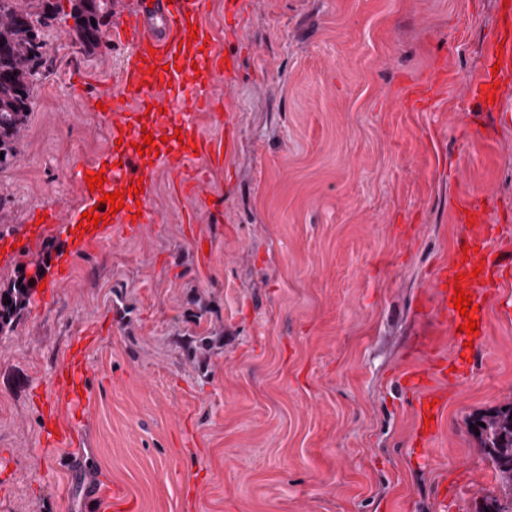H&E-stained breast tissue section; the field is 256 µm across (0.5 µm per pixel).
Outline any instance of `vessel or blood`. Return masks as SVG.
I'll use <instances>...</instances> for the list:
<instances>
[{"mask_svg":"<svg viewBox=\"0 0 512 512\" xmlns=\"http://www.w3.org/2000/svg\"><path fill=\"white\" fill-rule=\"evenodd\" d=\"M205 0H126L109 40L113 48L123 53V65L117 83L100 91L98 101L106 104V116L111 119L110 138L116 148L105 159L74 169L72 178L83 195L78 209H66L57 203L31 207L26 222L12 234L0 236V249L11 245L27 247L49 233L58 234L66 249L80 253L103 242L106 238L130 239L151 224L159 215L151 204L149 190L158 166H165L172 178L175 192L201 196L205 173L192 168L194 154L204 155L210 165L227 163L234 138L232 113H219L218 102L202 93L198 70H207L232 80L238 72V59L233 54L216 55L208 49V32L200 27ZM490 62L499 63V71L485 70L479 87L490 93L492 85H512V17L504 16L500 29L487 49ZM208 113L212 125L224 128V135L203 138L195 122L198 113ZM152 132L154 148L138 153L135 149L143 132ZM102 173V188L90 190L85 176ZM141 180L143 191L129 193L131 181ZM124 193V206L111 212L102 199L108 193ZM488 198L469 195L459 203L456 218L467 224V251L456 252L453 259L442 265L434 283L437 306L449 319L455 332L452 336L451 360H440L434 373L446 377L448 369L465 373L470 369L467 345L473 337L462 332L464 320L455 309L452 297L455 286H462L472 306L485 308L489 275L492 269L512 266V255H493L489 250L491 236ZM108 215L107 223L98 228L79 231L83 212ZM67 398L72 409H80L88 399L85 379L77 365H67L54 375L44 391L48 409H55L60 398ZM48 444L58 448L81 447L82 431L78 420L55 424ZM109 486L88 484L80 499L82 512H96L100 503L111 497Z\"/></svg>","mask_w":512,"mask_h":512,"instance_id":"obj_1","label":"vessel or blood"}]
</instances>
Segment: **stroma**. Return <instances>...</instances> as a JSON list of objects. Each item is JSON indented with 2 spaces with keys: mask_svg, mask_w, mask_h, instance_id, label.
Returning a JSON list of instances; mask_svg holds the SVG:
<instances>
[{
  "mask_svg": "<svg viewBox=\"0 0 512 512\" xmlns=\"http://www.w3.org/2000/svg\"><path fill=\"white\" fill-rule=\"evenodd\" d=\"M503 0H244L226 37L207 0L212 48L235 54L238 136L204 157L198 207L158 170L161 221L69 256L51 235L0 262L55 271L0 334V512H76L85 484H112L121 512H478L504 494L470 424L512 403V276L493 285L483 334L420 442L404 376L451 354L436 272L466 241L461 197L489 195L512 247V86L491 138L472 95ZM71 18L44 28L50 66L13 165L0 170V231L26 209L81 206L70 172L103 157L96 109L122 53L85 52ZM91 79L74 90L71 75ZM195 213V227L182 218ZM208 255H200L198 239ZM87 364L84 469L41 443V391L65 361Z\"/></svg>",
  "mask_w": 512,
  "mask_h": 512,
  "instance_id": "obj_1",
  "label": "stroma"
}]
</instances>
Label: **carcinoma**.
Segmentation results:
<instances>
[{"mask_svg": "<svg viewBox=\"0 0 512 512\" xmlns=\"http://www.w3.org/2000/svg\"><path fill=\"white\" fill-rule=\"evenodd\" d=\"M74 41L94 52L103 45V27L112 16V0H69ZM60 13L55 0H0V170L11 166L33 109V89L46 64L38 51L39 29ZM34 287L25 272L0 287V334L13 330L15 319ZM477 441L512 496V403L473 420Z\"/></svg>", "mask_w": 512, "mask_h": 512, "instance_id": "1", "label": "carcinoma"}]
</instances>
